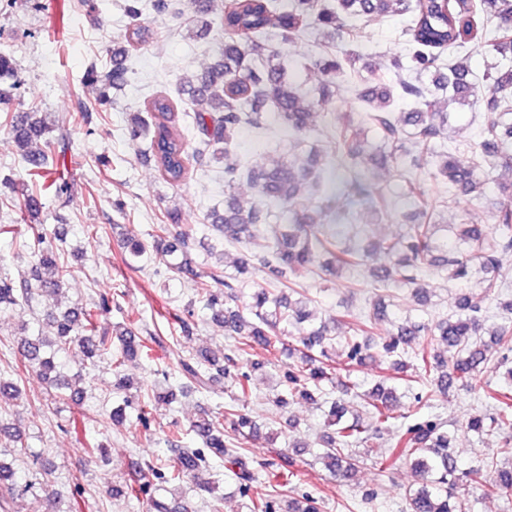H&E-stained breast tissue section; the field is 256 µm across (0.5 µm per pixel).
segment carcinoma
<instances>
[{
    "instance_id": "1",
    "label": "carcinoma",
    "mask_w": 512,
    "mask_h": 512,
    "mask_svg": "<svg viewBox=\"0 0 512 512\" xmlns=\"http://www.w3.org/2000/svg\"><path fill=\"white\" fill-rule=\"evenodd\" d=\"M200 29L212 27L213 0H194ZM125 10L136 20L129 30V45L147 42L151 29L139 21L141 0H126ZM402 12L407 15L403 31L412 49L410 70L435 75L438 87L448 91V98L461 104L479 99L482 92L469 79L468 43L482 52L509 56V65H496L487 72L486 81L492 96L488 110L495 118L484 128L480 151L475 163L492 160L512 168V154L503 150L504 141L512 138V102L505 91H512V0H336L325 5L321 0H226L217 25L222 31L213 63L194 81L183 88L189 100H202L207 109L194 113L193 129L202 149L224 158V212L211 214V224L217 227L228 244L243 243L247 252L237 261L236 273L261 272L265 285L259 287L248 305V314L234 309L230 302L238 297V279L225 275L224 269H197L190 252L194 238L186 231H176V216L166 215L167 223L156 225L146 239L128 238L123 249L133 258L152 251L165 261V272L186 277L196 283L197 299L210 311L211 319L238 340L229 353L218 360L206 352L178 359L180 373L201 390L210 383L228 379L233 387V403L220 407L193 422L191 431L201 437L203 447L171 448L176 465L170 470L147 462L138 478L126 484L127 494L135 499L146 497L152 512H191L181 498L168 502L158 497L159 487L173 482H186L194 491L209 496L210 512H222L224 497L215 495V481L210 477L212 458H222L234 470L239 490L247 493L264 473L286 470L292 465L289 456L277 457L259 466L244 452L230 449L226 443L221 420L230 417L237 436L246 438L254 429L253 421L240 412L251 397V374L246 366L248 357L259 347L270 350L280 336L298 329L294 351L299 361L286 367L282 375L284 392L273 398V404L284 412L294 401L318 402L328 384L339 390L341 397L332 399L326 414L334 435L327 437L321 460L336 476H347L360 463L371 460L385 471L403 461L415 471L417 487L406 493V512H471L470 501L445 494L439 488H451L470 479L471 473L457 470L451 453L453 435L446 422L435 416L414 419L404 424L388 447H377L376 438L391 421L397 419L398 400L394 388L379 382L366 395V417L350 411L345 396L351 393L352 366L394 359L403 368L402 357L410 356L415 376L429 380L425 394L418 403L431 406L438 393L448 390V380L473 382L492 358L498 363L508 361V353L494 355L492 347L482 342L483 306L468 294L458 298L464 316L445 319L430 326L410 320L399 325L396 332L382 338L376 351L359 342L358 337L373 333L376 322L385 312L382 299L372 305V314L353 318L352 334L343 337L346 360L336 366L333 357V331L336 327L322 322L312 323L308 308L310 299L304 294L301 279L317 272L334 275L372 261L371 273L378 286L417 285L431 270H448L449 278L466 281L473 267L486 273L499 268L500 256L512 252V204L501 203L493 222L485 230L478 224L455 225L453 241L435 237L436 209L429 203V188L425 180L405 177L399 197L418 209L415 223L405 232L382 238L366 252L361 247L371 221L360 223L357 208H363L372 218L392 211V196L377 182V174L389 169L397 153H415L436 162V175L448 182V189L469 195L480 190L470 169L460 166L452 153L441 148L438 139L444 130L447 113L433 112L427 100L429 90L421 82L403 75L404 66L393 61L394 78L380 79L381 90L358 96L363 104L364 123L371 127L378 144L371 145L362 129L354 124L331 126L327 130L325 151L312 146L302 164L288 158L259 155L241 162L232 151V141L238 129L251 125L265 130L264 112L268 106L277 110L281 129L295 138H303L314 130L317 119L331 115L332 102L340 85L337 74L358 60L355 53L327 55L321 60L322 84L319 99L304 103L299 88L287 77L284 68L275 62V55H265L264 40L271 32L293 43L309 24L322 30H339L340 14L352 18ZM126 50L112 51V60L89 74L91 82L100 85L99 104L111 102L108 92L119 91L127 83V69L122 57ZM410 106L406 112L392 111L396 101ZM145 112L132 115L129 138L149 139L156 171L169 184H179L189 174V144L184 132L173 122L174 101L156 95L147 101ZM0 126L7 131L5 144L21 158L27 176L44 179L49 163L65 158L70 148L67 131L58 123L42 118L39 113L6 112ZM42 145L32 148L35 141ZM246 176L260 194V200L244 209L234 195L235 185ZM308 185L316 195L320 213L331 216L321 224L300 209L298 201L302 185ZM53 189L54 197H68V184L23 186L16 207L21 215L39 211L37 193ZM33 257L29 274L18 279L0 276V310L29 305L41 299L53 307L51 319L55 325L54 339L41 336L25 338L19 343L23 357L14 368L17 380L0 377V414L8 413L21 400L19 383L36 375L49 385L63 386L59 355L76 347L92 367L108 359L112 369L121 373L129 362L156 359L155 346L160 337L137 336L123 328L115 337L109 336L103 317L115 299L101 295L80 308L61 310L58 307L63 287L71 276V267L63 237H49L38 232L25 244ZM420 336H437L448 345V357L433 355L423 345L412 351L405 349ZM485 411L469 417L466 428L476 433L503 437L497 453H512V390L480 385ZM122 399L112 406L107 418L115 425L127 420L126 408L137 404L136 419L144 430H150L151 405L167 401L173 390L159 384L141 394L140 387L128 378L116 383ZM494 469L487 485V494L512 489V470L494 467V459L486 461ZM51 483L48 473L35 472L20 485L14 469L0 462V512H10L18 495L31 492L38 485ZM283 484L273 485L272 493L249 497V512H277L276 498L285 497ZM283 512H318L317 501L311 497L290 498Z\"/></svg>"
}]
</instances>
